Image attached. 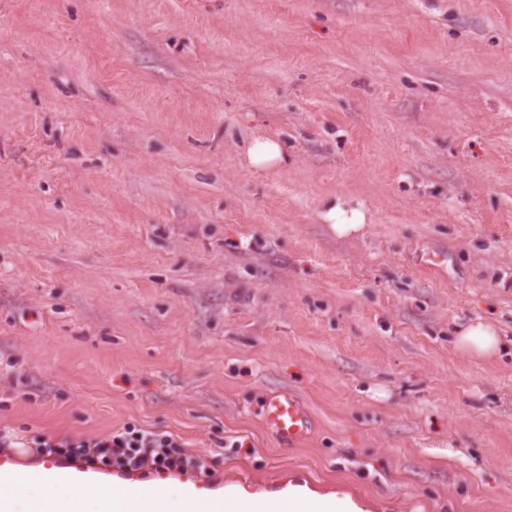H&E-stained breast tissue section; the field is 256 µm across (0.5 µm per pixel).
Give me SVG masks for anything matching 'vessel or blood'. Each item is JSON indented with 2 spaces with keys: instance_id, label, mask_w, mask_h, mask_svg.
I'll return each mask as SVG.
<instances>
[{
  "instance_id": "vessel-or-blood-1",
  "label": "vessel or blood",
  "mask_w": 512,
  "mask_h": 512,
  "mask_svg": "<svg viewBox=\"0 0 512 512\" xmlns=\"http://www.w3.org/2000/svg\"><path fill=\"white\" fill-rule=\"evenodd\" d=\"M266 432L283 448L301 443L311 431V419L299 399L285 391H275L264 396L261 412ZM28 479L13 458L0 457V485L20 486ZM185 499L191 504L190 512H205L204 501L215 500L216 495L206 480L192 473L184 477Z\"/></svg>"
}]
</instances>
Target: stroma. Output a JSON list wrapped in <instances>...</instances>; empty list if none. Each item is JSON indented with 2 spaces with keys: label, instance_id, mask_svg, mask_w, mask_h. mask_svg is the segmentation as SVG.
Here are the masks:
<instances>
[{
  "label": "stroma",
  "instance_id": "obj_1",
  "mask_svg": "<svg viewBox=\"0 0 512 512\" xmlns=\"http://www.w3.org/2000/svg\"><path fill=\"white\" fill-rule=\"evenodd\" d=\"M128 424L252 493L512 512V0H0V428ZM288 150L282 142L267 136H254L244 155V166L255 178L283 167L288 162ZM320 216L334 235L348 236L362 230L365 214L360 209H348L341 201H324ZM456 346L468 358H488L497 354L500 340L492 324L478 318L457 329ZM261 418L266 432L285 449L301 443L311 431V419L306 408L288 391L265 395Z\"/></svg>",
  "mask_w": 512,
  "mask_h": 512
}]
</instances>
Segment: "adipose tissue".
<instances>
[{"label":"adipose tissue","mask_w":512,"mask_h":512,"mask_svg":"<svg viewBox=\"0 0 512 512\" xmlns=\"http://www.w3.org/2000/svg\"><path fill=\"white\" fill-rule=\"evenodd\" d=\"M288 161V150L277 139L258 135L253 137L244 155V165L253 177L261 178L269 172L283 167ZM500 340L492 324L475 319L459 327L456 346L458 351L469 358H488L498 352ZM31 479L19 487L0 486V497L7 496L15 503V512H30L34 502L63 501L71 503L72 512H99L103 498L114 497L120 512H139L141 503L163 500L168 488L166 483L149 481L137 484L133 493H126L124 485L113 486L111 491H104L92 486L79 484H62L52 488L45 487L40 467H30ZM251 500L255 506H263L274 501L282 505V512H293L295 506L306 503L320 508L326 505V497L310 491L303 486H292L288 490L265 495L246 496L235 490H225L224 506L233 512L242 500Z\"/></svg>","instance_id":"ef3b65f1"}]
</instances>
